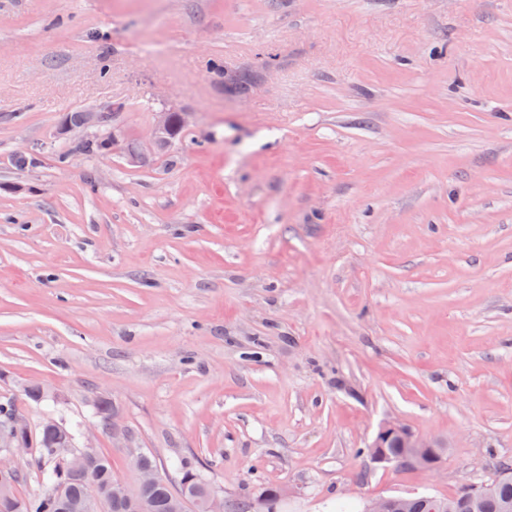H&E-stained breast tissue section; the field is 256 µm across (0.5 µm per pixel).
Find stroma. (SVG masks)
<instances>
[{"label": "stroma", "mask_w": 512, "mask_h": 512, "mask_svg": "<svg viewBox=\"0 0 512 512\" xmlns=\"http://www.w3.org/2000/svg\"><path fill=\"white\" fill-rule=\"evenodd\" d=\"M106 106L147 165L63 133ZM172 107L191 123L156 147ZM30 384L128 483L131 447L280 512L495 478L512 0H0V397L35 427ZM386 421L447 442L442 472L359 455ZM99 401L100 399L97 397L91 399L90 402L93 408L97 406ZM94 410L96 419L103 430L109 425V414L112 412V426L109 430V434L112 437V442L117 445V448L125 447L124 434L115 422L117 413L116 411H112V402L108 400H102Z\"/></svg>", "instance_id": "1"}]
</instances>
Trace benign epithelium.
<instances>
[{
  "label": "benign epithelium",
  "instance_id": "obj_1",
  "mask_svg": "<svg viewBox=\"0 0 512 512\" xmlns=\"http://www.w3.org/2000/svg\"><path fill=\"white\" fill-rule=\"evenodd\" d=\"M107 119L104 112H85L77 121H65L63 130L66 133L83 132L90 127L99 126ZM189 124V113L176 109H164L157 112L156 121L151 129L150 138L155 145L165 147L175 139V129L184 130ZM112 151L124 154L132 164L143 165L148 157L137 151L132 145L122 142L117 135L111 137ZM28 420L21 414L13 416L0 426V495L13 493L15 486V466L13 462L21 456H33L38 451ZM395 441L406 449L405 462L426 468L436 474L441 470L442 457L439 454L440 444L436 440L413 433L406 426L395 422H385L378 428L373 439L367 444L369 457L375 463L389 464L391 460L383 453L388 442ZM56 461L77 467L89 457V452L78 443L71 442L63 448L55 449ZM144 452L139 448H128V462L143 485H150L161 479L159 471L144 464ZM102 497L116 503L130 498V489L120 480L104 490ZM202 512H224V498L215 492L207 493L197 502ZM407 500L404 496L370 498L364 503V512H406Z\"/></svg>",
  "mask_w": 512,
  "mask_h": 512
}]
</instances>
